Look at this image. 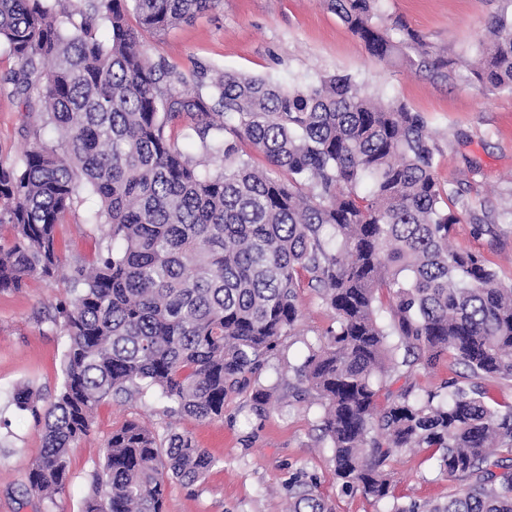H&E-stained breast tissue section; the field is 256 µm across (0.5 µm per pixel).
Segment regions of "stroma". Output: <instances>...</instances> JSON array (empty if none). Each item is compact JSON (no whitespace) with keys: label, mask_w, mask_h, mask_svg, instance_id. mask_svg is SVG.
Segmentation results:
<instances>
[{"label":"stroma","mask_w":512,"mask_h":512,"mask_svg":"<svg viewBox=\"0 0 512 512\" xmlns=\"http://www.w3.org/2000/svg\"><path fill=\"white\" fill-rule=\"evenodd\" d=\"M383 16H400L449 58L472 59L497 12H512V0H380ZM152 57L182 70L200 65L268 77L287 85L345 72L370 92L419 112L439 149L437 176L459 191L473 208L495 216L489 232L472 223L456 225L452 244L481 253L501 281L512 286V92L482 91L449 70L447 80L427 72L394 67L372 58L364 43L320 0H214L188 23L146 35ZM18 67L0 46V162L11 164L29 147L26 107L10 93ZM89 205L65 213L58 227L68 247L64 262L92 255L98 232ZM63 283L40 276L20 290L0 291V512H44L28 490L27 471L42 452L39 427L16 409L11 398L23 384L51 402L61 383L64 339L50 323ZM302 319L265 368L260 384L275 391L270 411L257 413L249 400L229 395L224 417L202 423L187 416L166 417L157 389L127 401L108 400L96 411L90 432L70 456V483L57 498V512H82L105 439L129 420L192 437L216 464L201 481L167 484L166 512H288L296 492L314 490L332 512H386L387 505L358 491H344L336 477L333 450L320 437L321 409L313 399L296 400L288 389L310 345L318 343L334 315L313 289L297 290ZM394 494L400 504L444 503L464 481L448 476L430 451L406 453L393 464Z\"/></svg>","instance_id":"35a3bbf8"}]
</instances>
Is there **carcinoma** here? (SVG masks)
Masks as SVG:
<instances>
[{
  "mask_svg": "<svg viewBox=\"0 0 512 512\" xmlns=\"http://www.w3.org/2000/svg\"><path fill=\"white\" fill-rule=\"evenodd\" d=\"M54 2L0 0V42L19 64L11 93L41 104L40 123L27 113L32 146L0 163V290L34 275L68 288L51 318L65 338L58 395L47 408L28 385L12 396L41 426L30 491L56 506L105 400L157 388L166 415L213 422L236 393L265 411L273 392L253 375L295 330L305 284L334 325L308 346L293 388L322 408L342 488L389 512H512V471L497 473L512 455V404L491 405L485 386L512 381V287L480 253L451 248L455 225L469 218L480 234L483 218L439 182L421 114L349 74L290 87L199 67L186 90V74L152 59L143 35L213 0ZM378 2L324 0L373 58L448 77V57L402 18H381ZM463 67L481 89L512 91V14L491 16ZM47 126L53 144L41 141ZM175 126L213 167L198 169ZM83 193L100 203L98 246L65 267L58 226ZM444 357L468 373L441 390L383 392L389 372L413 376ZM421 449L468 484L444 505L404 508L391 465ZM214 465L190 436L128 421L104 443L84 512H165L169 480L193 485ZM291 512L330 508L308 489Z\"/></svg>",
  "mask_w": 512,
  "mask_h": 512,
  "instance_id": "cac0c4a2",
  "label": "carcinoma"
}]
</instances>
